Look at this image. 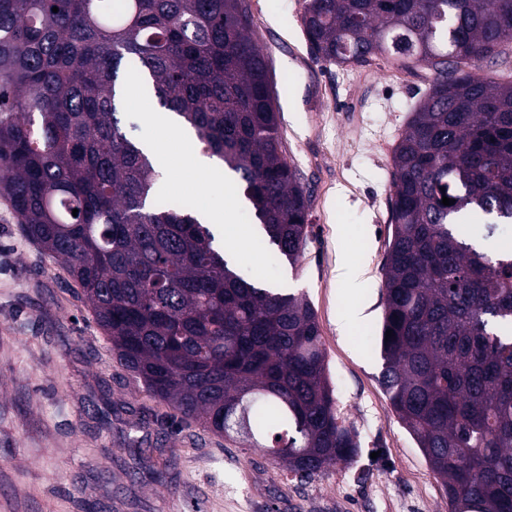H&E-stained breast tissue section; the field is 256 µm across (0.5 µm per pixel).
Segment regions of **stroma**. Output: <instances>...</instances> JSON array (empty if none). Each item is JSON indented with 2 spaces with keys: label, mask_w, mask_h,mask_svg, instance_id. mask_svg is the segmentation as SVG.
<instances>
[{
  "label": "stroma",
  "mask_w": 512,
  "mask_h": 512,
  "mask_svg": "<svg viewBox=\"0 0 512 512\" xmlns=\"http://www.w3.org/2000/svg\"><path fill=\"white\" fill-rule=\"evenodd\" d=\"M268 61L282 150L308 196L301 262L269 271L317 313L336 402L359 454L314 480L282 472L260 451L204 430L149 422V398L112 352L67 271L30 241L0 196V512H448L421 448L378 383L392 149L432 80L416 66L315 60L304 0H246ZM122 104L127 134L167 160L166 196L223 210L190 153ZM358 275L359 286L345 283ZM358 313L349 333L340 314Z\"/></svg>",
  "instance_id": "1"
}]
</instances>
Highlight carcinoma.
<instances>
[{
    "mask_svg": "<svg viewBox=\"0 0 512 512\" xmlns=\"http://www.w3.org/2000/svg\"><path fill=\"white\" fill-rule=\"evenodd\" d=\"M302 25L323 62L431 72L393 149L378 382L448 505L512 512V80L487 72L512 0H305ZM129 79L235 174L270 267L298 264L308 202L244 0H0V195L170 408L159 427L198 421L305 480L354 460L315 310L159 192L117 117Z\"/></svg>",
    "mask_w": 512,
    "mask_h": 512,
    "instance_id": "carcinoma-1",
    "label": "carcinoma"
}]
</instances>
